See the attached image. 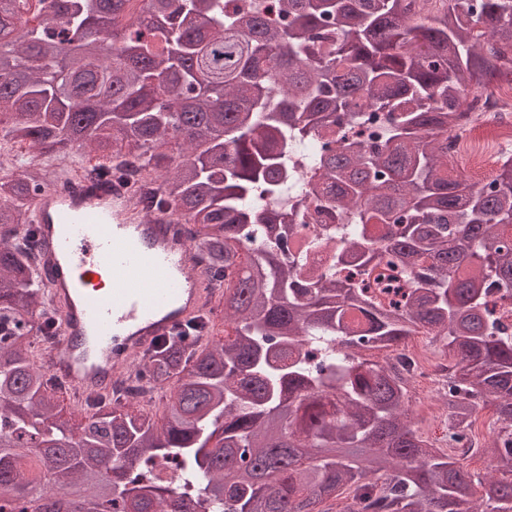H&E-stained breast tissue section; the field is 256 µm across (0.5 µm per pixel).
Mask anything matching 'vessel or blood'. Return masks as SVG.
I'll return each mask as SVG.
<instances>
[{"mask_svg": "<svg viewBox=\"0 0 512 512\" xmlns=\"http://www.w3.org/2000/svg\"><path fill=\"white\" fill-rule=\"evenodd\" d=\"M33 221L60 330L47 364L74 392L108 390L153 340L205 304L208 282L169 214L133 215L119 185L61 175L36 195Z\"/></svg>", "mask_w": 512, "mask_h": 512, "instance_id": "vessel-or-blood-1", "label": "vessel or blood"}]
</instances>
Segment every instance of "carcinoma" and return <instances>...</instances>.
Masks as SVG:
<instances>
[{
  "label": "carcinoma",
  "instance_id": "1",
  "mask_svg": "<svg viewBox=\"0 0 512 512\" xmlns=\"http://www.w3.org/2000/svg\"><path fill=\"white\" fill-rule=\"evenodd\" d=\"M18 0L0 14V150L131 165L224 280V340L190 321L131 373L163 422L105 392L80 422L37 364L32 205L0 175V500L20 512H512V150L458 149L465 91L512 86V0ZM493 152L491 172L458 170ZM329 223L288 247L302 208ZM401 267L400 290L374 273ZM354 273L339 279L336 271ZM424 331L448 358L445 438L488 401L476 476L409 425L408 378L364 351ZM112 476H106V473ZM37 489L46 500L27 499Z\"/></svg>",
  "mask_w": 512,
  "mask_h": 512
}]
</instances>
